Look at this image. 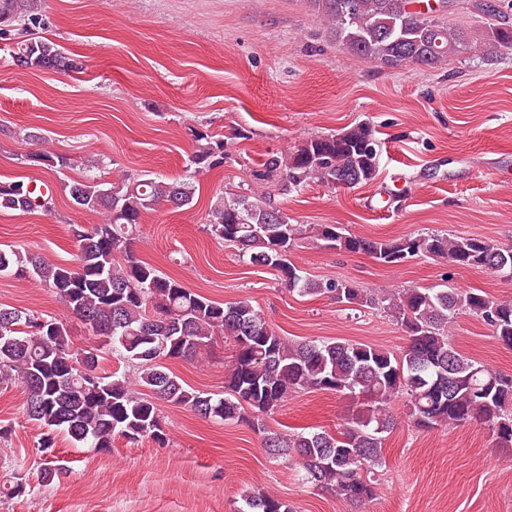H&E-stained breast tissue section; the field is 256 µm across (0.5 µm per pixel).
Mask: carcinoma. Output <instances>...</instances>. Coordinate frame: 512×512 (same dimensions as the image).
Segmentation results:
<instances>
[{"instance_id": "1", "label": "carcinoma", "mask_w": 512, "mask_h": 512, "mask_svg": "<svg viewBox=\"0 0 512 512\" xmlns=\"http://www.w3.org/2000/svg\"><path fill=\"white\" fill-rule=\"evenodd\" d=\"M40 2L0 0V27L21 20L37 23ZM309 2L347 53L385 68H436L471 50L487 62L512 53V0L481 4L485 30L478 41L471 28L448 19L451 11L439 13L430 4L423 11L418 0ZM16 61L31 69H82L79 60L40 36L20 43ZM381 151L370 125L359 123L337 134L312 135L290 153L269 154L249 177L262 184L280 176L287 190L315 181L350 188L375 179ZM27 158L44 167H67V158L48 150ZM228 158L224 135L201 134L189 168L195 174L207 172ZM21 188L27 184L0 182V210L49 208L47 197L23 202ZM68 193L77 208L104 215V222L89 230L72 226L76 264L0 250V274L31 279L53 294L88 335L131 363L133 373H99L95 350L72 349L63 320L0 306V390L22 387L25 414L43 430L41 482L49 484L59 474L54 432L101 450L111 448L117 437L163 443L162 403L187 407L204 418L250 423L263 434L269 455L296 462L304 483L332 490L353 512L375 495L384 434L394 427L387 405L395 397L404 398L408 417L423 429L478 418L488 424L495 446L512 447V376L464 356L450 339L455 318L468 311L512 347V300L452 288L379 294L345 280H312L288 259L297 240L310 238L318 247L362 252L386 265L424 257L511 280V249L444 233L379 240L347 233L336 224H293L271 198L250 186L216 198L208 213L210 235L238 247L250 263L279 272L292 292L326 294L351 307L383 311L409 337L407 348L397 354L341 339H287L268 326L250 300L211 301L140 259L131 247L139 225L161 205H191L196 186L189 178L134 180L123 174L102 182L88 175L69 183ZM219 336L234 343L224 396L186 389L165 362L195 356ZM311 388L358 395L366 402L336 435L287 434L266 426L264 417L291 394ZM242 500L246 512H293L287 501L260 489L244 492Z\"/></svg>"}]
</instances>
